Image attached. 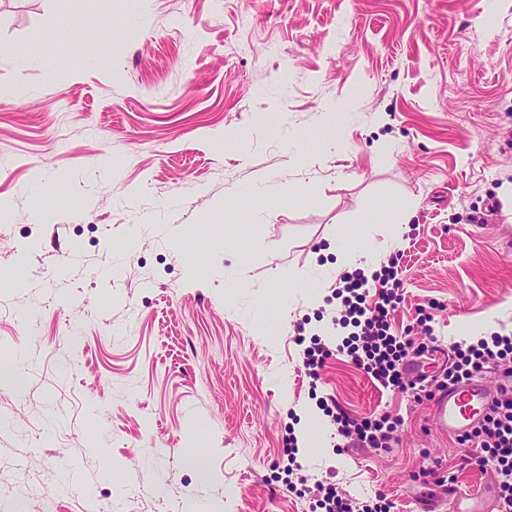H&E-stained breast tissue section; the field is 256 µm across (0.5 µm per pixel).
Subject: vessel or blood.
Returning <instances> with one entry per match:
<instances>
[{
	"label": "vessel or blood",
	"instance_id": "1",
	"mask_svg": "<svg viewBox=\"0 0 512 512\" xmlns=\"http://www.w3.org/2000/svg\"><path fill=\"white\" fill-rule=\"evenodd\" d=\"M512 389V382L503 381L501 388L489 387L483 376L442 393L436 402V427L458 436L470 432L490 412L500 389ZM498 498L494 487H485L479 495L465 494L457 486H449L445 498L430 501L422 512H488Z\"/></svg>",
	"mask_w": 512,
	"mask_h": 512
}]
</instances>
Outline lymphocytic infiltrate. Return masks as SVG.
<instances>
[{
    "instance_id": "f902f5d3",
    "label": "lymphocytic infiltrate",
    "mask_w": 512,
    "mask_h": 512,
    "mask_svg": "<svg viewBox=\"0 0 512 512\" xmlns=\"http://www.w3.org/2000/svg\"><path fill=\"white\" fill-rule=\"evenodd\" d=\"M399 261L389 258L372 275L357 270L342 279L336 290L344 313L341 326H352L343 346L352 360L363 366L371 379L386 390H406L403 360L407 356L425 353V345L392 333L390 315L402 301ZM378 283L377 291H370V283ZM376 301H369V294ZM456 360L443 374V387H450L485 373L489 367L512 363V336L497 333L455 348ZM338 436L347 443L368 448H385L398 426L389 414L376 418L355 419L345 411L332 415ZM460 445L473 448L481 467L495 471L500 479L498 512H512V395L497 400L491 413L472 433L459 437Z\"/></svg>"
}]
</instances>
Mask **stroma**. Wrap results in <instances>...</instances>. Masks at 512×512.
Listing matches in <instances>:
<instances>
[{"label":"stroma","mask_w":512,"mask_h":512,"mask_svg":"<svg viewBox=\"0 0 512 512\" xmlns=\"http://www.w3.org/2000/svg\"><path fill=\"white\" fill-rule=\"evenodd\" d=\"M507 188L512 0H0V512H320L303 476L418 512L439 477L495 483L434 398L337 352L331 297L346 253L396 256L393 333L512 335ZM324 399L403 423L344 448ZM303 367L305 374L313 380L320 379V371L326 365L327 360L333 356V351L321 343H313V346L304 350Z\"/></svg>","instance_id":"1"}]
</instances>
